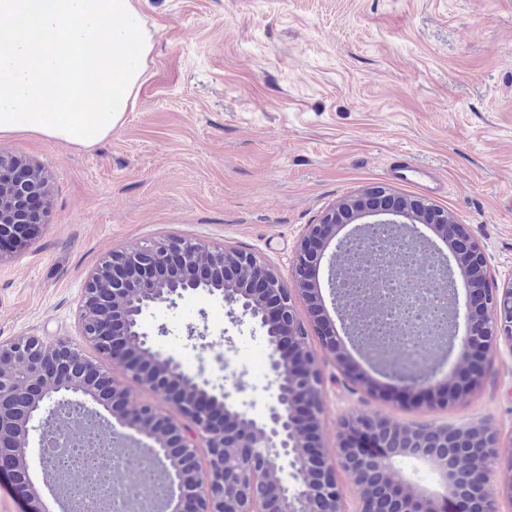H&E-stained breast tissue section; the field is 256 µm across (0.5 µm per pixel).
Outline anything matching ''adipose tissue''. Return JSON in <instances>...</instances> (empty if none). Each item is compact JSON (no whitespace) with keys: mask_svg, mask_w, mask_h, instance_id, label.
<instances>
[{"mask_svg":"<svg viewBox=\"0 0 512 512\" xmlns=\"http://www.w3.org/2000/svg\"><path fill=\"white\" fill-rule=\"evenodd\" d=\"M152 50L134 0H0V138L94 146L132 110Z\"/></svg>","mask_w":512,"mask_h":512,"instance_id":"obj_1","label":"adipose tissue"}]
</instances>
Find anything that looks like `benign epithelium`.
<instances>
[{
  "mask_svg": "<svg viewBox=\"0 0 512 512\" xmlns=\"http://www.w3.org/2000/svg\"><path fill=\"white\" fill-rule=\"evenodd\" d=\"M16 163L13 156H0V240L10 239L13 249L26 247L40 228L29 223L27 199L47 193L37 171L16 176ZM339 212L332 207L308 225L287 278L252 252L183 238L112 252L87 276L80 325L82 336L123 369L127 384L70 341L38 336L0 341V449L13 458L9 467L0 466V477L11 480L26 512H45L35 484L26 479L31 432L72 402L85 408L97 404L110 415L107 427L132 432L142 463L159 474L154 512H346L340 469L355 487L356 512H499V498L512 501V457L499 462V435L481 421L396 426L379 415L352 414L340 421L336 447H324L326 376L307 347L295 298L306 303L320 346L345 378L370 395L420 408L450 403L480 387L489 354L502 342L512 347V283L490 287L485 254L466 225L449 223L445 211L422 199L404 207L369 204L362 216L396 225L410 248L425 244L419 225L430 226L446 246L427 243L434 283L450 288L459 268L470 288L463 302L452 296L440 333L422 332L425 342L456 353L463 376L422 365L419 357L403 360L391 353L379 362L396 386L387 390L359 375L330 325L315 282L339 230ZM367 229L360 224L338 242L329 257L330 272L339 257L351 262L346 243ZM380 271L401 274L411 285L422 267H407L405 255L392 252ZM197 291L238 307L237 322L247 321L264 333L271 347L273 403L263 416L230 402L224 389L214 392L208 380L186 372L173 354L150 343L144 312ZM136 388L152 392L159 404L137 402ZM408 456L432 464L448 494L406 492L395 461ZM43 480L51 492L77 501L68 475L45 470Z\"/></svg>",
  "mask_w": 512,
  "mask_h": 512,
  "instance_id": "benign-epithelium-1",
  "label": "benign epithelium"
}]
</instances>
